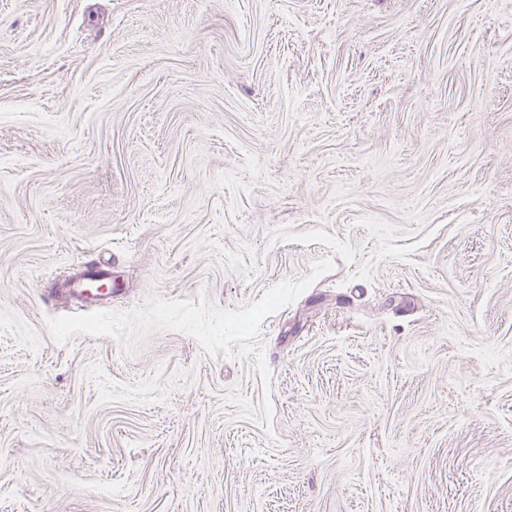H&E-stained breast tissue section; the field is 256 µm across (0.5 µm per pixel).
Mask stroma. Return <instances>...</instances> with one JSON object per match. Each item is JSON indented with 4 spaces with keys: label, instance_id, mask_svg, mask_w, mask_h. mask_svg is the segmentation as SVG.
I'll list each match as a JSON object with an SVG mask.
<instances>
[{
    "label": "stroma",
    "instance_id": "35a3bbf8",
    "mask_svg": "<svg viewBox=\"0 0 512 512\" xmlns=\"http://www.w3.org/2000/svg\"><path fill=\"white\" fill-rule=\"evenodd\" d=\"M0 512H512V0H0ZM104 265L95 264V266L80 265L77 268L80 270L82 276L73 278L70 281V288L74 293H82L92 283L91 279L95 277L106 278L109 277L107 271L109 268L103 267Z\"/></svg>",
    "mask_w": 512,
    "mask_h": 512
}]
</instances>
